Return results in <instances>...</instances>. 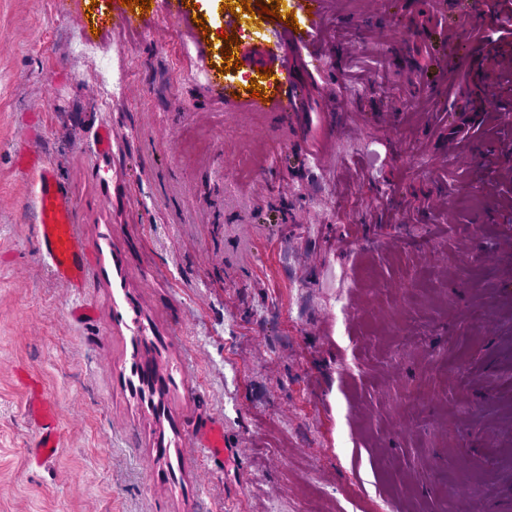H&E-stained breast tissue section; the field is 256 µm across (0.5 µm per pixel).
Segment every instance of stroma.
I'll return each mask as SVG.
<instances>
[{
  "label": "stroma",
  "instance_id": "stroma-1",
  "mask_svg": "<svg viewBox=\"0 0 512 512\" xmlns=\"http://www.w3.org/2000/svg\"><path fill=\"white\" fill-rule=\"evenodd\" d=\"M186 2L202 26L0 0V512H512V105L466 65L492 0H327L313 73L260 54L266 12L229 45L240 0ZM226 52L233 88L288 66L299 117L213 97ZM30 148L73 195L76 292L39 253ZM150 358L160 413L130 384ZM26 377L57 412L40 466ZM207 448L208 456L217 464H224V450L228 451L227 442L224 439V430L221 427H213L209 430L203 444Z\"/></svg>",
  "mask_w": 512,
  "mask_h": 512
}]
</instances>
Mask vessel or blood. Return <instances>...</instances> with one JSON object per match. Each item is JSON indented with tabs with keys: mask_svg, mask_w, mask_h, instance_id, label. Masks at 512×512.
I'll list each match as a JSON object with an SVG mask.
<instances>
[{
	"mask_svg": "<svg viewBox=\"0 0 512 512\" xmlns=\"http://www.w3.org/2000/svg\"><path fill=\"white\" fill-rule=\"evenodd\" d=\"M299 8L306 15L305 28L298 29L278 22L274 24L272 34L277 43L285 42L303 51L305 67L316 70L322 65L326 0H300ZM268 75V94L262 101L229 90L216 74L212 75L209 88L216 98L231 106L266 112L300 111L302 96L288 70L272 69ZM22 169L34 177L33 202L39 213L37 237L40 256L57 279L68 287L80 288L86 278V261L76 230L70 191L61 181L54 165L40 151L28 153ZM26 414L36 433V443L30 455L39 464L49 461L58 448L54 405L47 397L36 393L29 399ZM204 446L215 463H223L227 448L223 428H211Z\"/></svg>",
	"mask_w": 512,
	"mask_h": 512,
	"instance_id": "1",
	"label": "vessel or blood"
}]
</instances>
